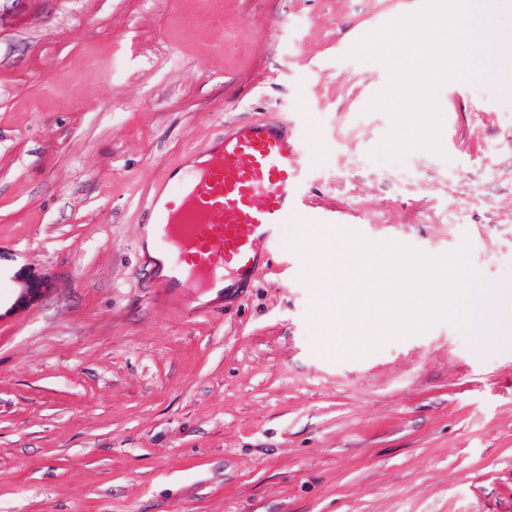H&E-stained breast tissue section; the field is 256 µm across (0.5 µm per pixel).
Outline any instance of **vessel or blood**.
I'll return each mask as SVG.
<instances>
[{"label":"vessel or blood","mask_w":512,"mask_h":512,"mask_svg":"<svg viewBox=\"0 0 512 512\" xmlns=\"http://www.w3.org/2000/svg\"><path fill=\"white\" fill-rule=\"evenodd\" d=\"M305 151L283 119L246 123L213 144L202 162L163 170L149 194L140 240L160 244L159 297L189 289L219 297L250 288L262 264L286 241L290 217L338 224L336 213L306 211Z\"/></svg>","instance_id":"1"}]
</instances>
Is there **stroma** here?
Masks as SVG:
<instances>
[{"instance_id": "obj_1", "label": "stroma", "mask_w": 512, "mask_h": 512, "mask_svg": "<svg viewBox=\"0 0 512 512\" xmlns=\"http://www.w3.org/2000/svg\"><path fill=\"white\" fill-rule=\"evenodd\" d=\"M420 0H0V512H512V349L440 322L350 356L287 254L225 306L154 305L158 173L235 125L294 120L309 207L373 243H469L512 279V106L439 91L444 156L375 158L371 49ZM46 288L13 311L28 284Z\"/></svg>"}]
</instances>
